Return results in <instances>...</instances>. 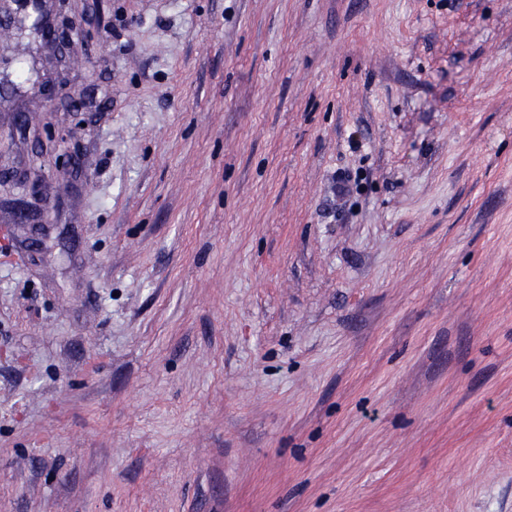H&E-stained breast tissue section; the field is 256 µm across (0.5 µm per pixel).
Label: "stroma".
Here are the masks:
<instances>
[{
  "instance_id": "35a3bbf8",
  "label": "stroma",
  "mask_w": 512,
  "mask_h": 512,
  "mask_svg": "<svg viewBox=\"0 0 512 512\" xmlns=\"http://www.w3.org/2000/svg\"><path fill=\"white\" fill-rule=\"evenodd\" d=\"M92 10L0 112L82 165L0 204V512H512V0ZM37 94L44 102L45 106L49 108L63 107L71 112H82L86 107L84 97L81 93H73L66 99L61 98L57 92V84L50 83V80L46 79L41 82V85L37 88Z\"/></svg>"
}]
</instances>
